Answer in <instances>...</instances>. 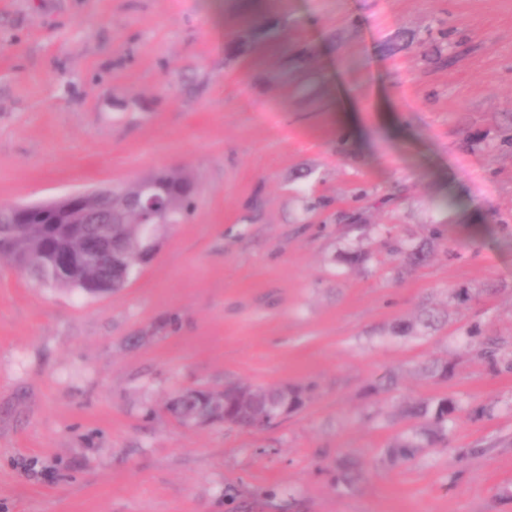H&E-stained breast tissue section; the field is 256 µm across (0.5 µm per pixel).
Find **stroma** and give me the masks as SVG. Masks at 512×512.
<instances>
[{"label":"stroma","instance_id":"35a3bbf8","mask_svg":"<svg viewBox=\"0 0 512 512\" xmlns=\"http://www.w3.org/2000/svg\"><path fill=\"white\" fill-rule=\"evenodd\" d=\"M161 170L197 205L126 288L0 261V512H512V372L465 343L512 336V0H0V203ZM434 225L394 278L387 240ZM228 381L309 399L254 431L165 409ZM443 396L447 444L380 463Z\"/></svg>","mask_w":512,"mask_h":512}]
</instances>
